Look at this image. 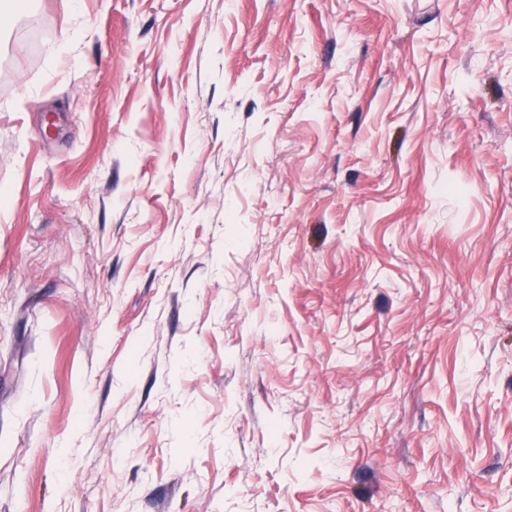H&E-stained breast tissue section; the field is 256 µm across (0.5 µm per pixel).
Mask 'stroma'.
<instances>
[{
    "label": "stroma",
    "mask_w": 512,
    "mask_h": 512,
    "mask_svg": "<svg viewBox=\"0 0 512 512\" xmlns=\"http://www.w3.org/2000/svg\"><path fill=\"white\" fill-rule=\"evenodd\" d=\"M0 512H512V0L0 25Z\"/></svg>",
    "instance_id": "obj_1"
}]
</instances>
